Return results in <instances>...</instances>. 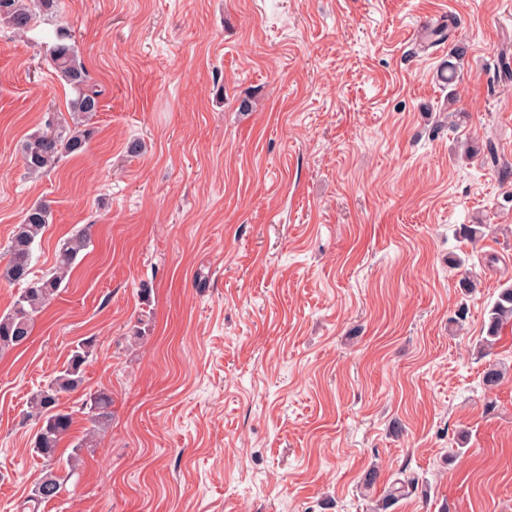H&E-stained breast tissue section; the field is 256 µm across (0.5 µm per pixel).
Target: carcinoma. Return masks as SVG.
I'll use <instances>...</instances> for the list:
<instances>
[{
    "label": "carcinoma",
    "instance_id": "1",
    "mask_svg": "<svg viewBox=\"0 0 512 512\" xmlns=\"http://www.w3.org/2000/svg\"><path fill=\"white\" fill-rule=\"evenodd\" d=\"M59 9V0H0V23L16 32L25 31L34 17L52 14ZM67 33L59 31L56 41L48 49V56L56 74L75 91L71 111L77 115L76 122L63 126L46 124L44 130L30 135L22 146V161L30 174H41L54 169L63 159L82 152L90 138V129L84 122L99 111L101 91L90 83V76L74 45L69 43ZM465 157H482L484 163L497 166L496 148L490 138L467 143ZM50 206L37 202L25 212L21 223L16 225L7 249L8 260L0 267V279L8 282H23L22 289L12 308L0 315V353L8 352L24 344L32 334L35 317L44 306L60 292V288L71 272L79 254L88 246L86 232L81 231L65 240L58 250L55 265L49 273L37 277L32 275L35 248L50 224ZM512 324V285L499 292L483 321L485 336L480 348L488 353L497 343L502 330ZM93 351V340H81L72 350L63 368L49 383L38 390L29 401L27 416L35 419L39 427L32 439L35 454L49 460L55 457L59 444L68 436L72 414L61 408L63 397L79 390L84 383L85 366ZM504 380L503 371L490 365L483 375V384L493 390ZM112 396L106 392L91 393L82 402V410L91 424L86 437L92 438L104 427L110 416ZM418 478L406 475L396 479L382 500V508L393 505L406 489L415 487ZM62 491L61 478L53 470H47L35 484L32 501L48 503L59 497Z\"/></svg>",
    "mask_w": 512,
    "mask_h": 512
}]
</instances>
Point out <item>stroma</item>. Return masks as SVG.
Listing matches in <instances>:
<instances>
[{
  "label": "stroma",
  "instance_id": "35a3bbf8",
  "mask_svg": "<svg viewBox=\"0 0 512 512\" xmlns=\"http://www.w3.org/2000/svg\"><path fill=\"white\" fill-rule=\"evenodd\" d=\"M61 29L101 110L83 153L30 175L23 142L75 96L48 60ZM510 47L512 0H60L0 26V265L37 200L35 275L91 230L0 356V512L49 467L65 491L39 512H371L402 469L419 483L388 512H512V325L479 351L512 284ZM486 137L499 167L460 154ZM87 337L72 476L25 411ZM480 348L485 353L491 352L502 330L512 324V285L502 288L489 309L486 310ZM112 406V396L106 392H96L86 394L82 402V410L87 415V420L91 424L89 431L86 434L84 444H87V439L93 438L104 427L108 417L110 416V408ZM88 437V438H87Z\"/></svg>",
  "mask_w": 512,
  "mask_h": 512
}]
</instances>
